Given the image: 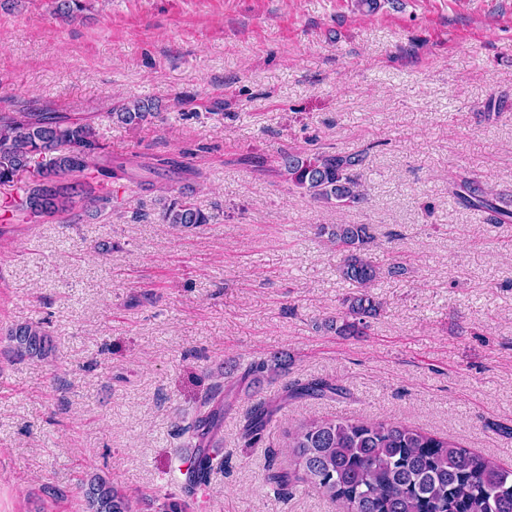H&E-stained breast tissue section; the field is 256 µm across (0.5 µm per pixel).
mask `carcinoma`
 <instances>
[{"mask_svg": "<svg viewBox=\"0 0 512 512\" xmlns=\"http://www.w3.org/2000/svg\"><path fill=\"white\" fill-rule=\"evenodd\" d=\"M83 10L82 0H54L53 13L72 22ZM155 103L128 101L114 108L110 117L139 127L156 117ZM363 154H326L288 151L280 155V174L289 187L318 203L350 207L363 198L359 168ZM135 167L149 174L184 172L174 157H148L137 163L105 152L87 118L44 116L16 112L0 116V192L11 207L28 219L66 213L79 203H107L111 194L97 188L108 179L127 174ZM465 205L490 212L496 224L512 223V203L496 198L478 181L461 179L454 191ZM167 224L184 228L208 224L211 216L184 191L163 211ZM318 235L327 237L342 255L341 276L357 288L343 299L341 315L330 327L338 336H356L364 318L376 313L379 302L370 292L380 268L365 256L373 239L365 224H321ZM12 352L22 358H44L48 348L36 324L19 326L8 334ZM286 359L273 354L248 374L254 381L264 375L280 376ZM334 391L323 380L292 384L281 399L316 397ZM276 409L264 403L246 416L244 447H253L271 422ZM224 423V397L215 390L204 399L198 415L183 427L197 440L196 457L186 471V494L206 484L223 459L207 451ZM302 471L301 480L317 487L332 500L341 501L347 512H512V470L493 458L468 451L446 437L435 436L402 422H363L349 418L310 420L289 435ZM85 495L88 512H132L131 499L109 480H88Z\"/></svg>", "mask_w": 512, "mask_h": 512, "instance_id": "1", "label": "carcinoma"}]
</instances>
